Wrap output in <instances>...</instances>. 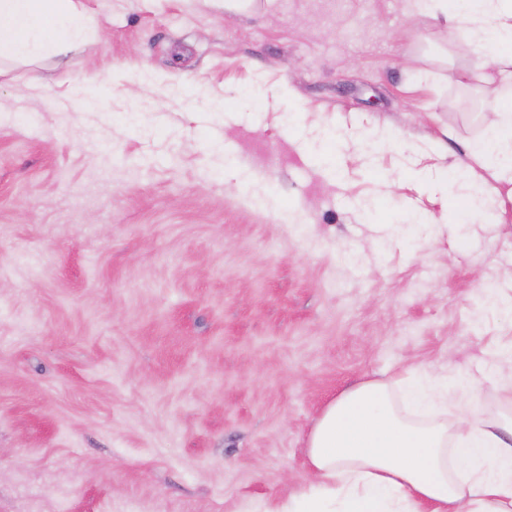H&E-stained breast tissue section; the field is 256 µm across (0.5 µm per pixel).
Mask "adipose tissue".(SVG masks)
Segmentation results:
<instances>
[{"mask_svg":"<svg viewBox=\"0 0 512 512\" xmlns=\"http://www.w3.org/2000/svg\"><path fill=\"white\" fill-rule=\"evenodd\" d=\"M413 0L415 15L442 20L476 50L470 75L498 84L501 99L468 160L458 162L460 197L483 214L494 191L474 168L512 186V0ZM81 0H0V57L28 62L68 53L85 40ZM481 389L467 374L404 369L333 398L308 441L311 481L287 505L264 512H512V418L476 409ZM465 409L448 421V397Z\"/></svg>","mask_w":512,"mask_h":512,"instance_id":"1","label":"adipose tissue"}]
</instances>
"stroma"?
I'll list each match as a JSON object with an SVG mask.
<instances>
[{
    "instance_id": "1",
    "label": "stroma",
    "mask_w": 512,
    "mask_h": 512,
    "mask_svg": "<svg viewBox=\"0 0 512 512\" xmlns=\"http://www.w3.org/2000/svg\"><path fill=\"white\" fill-rule=\"evenodd\" d=\"M82 2L90 44L0 64V512L287 502L403 368L512 410V195L449 191L498 104L469 45L410 0ZM489 367L495 372L505 368L509 370V375L503 379V383L512 389V341L497 347L489 360Z\"/></svg>"
}]
</instances>
